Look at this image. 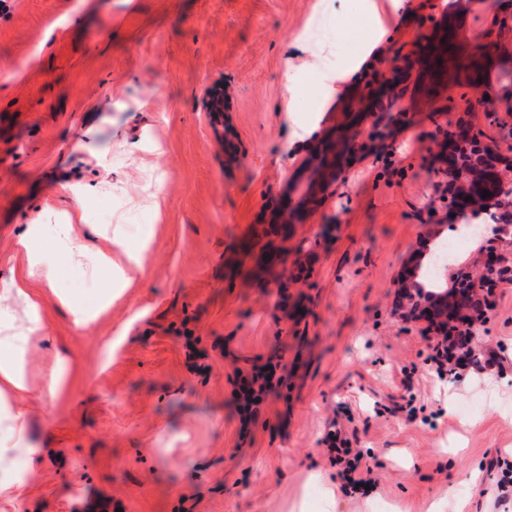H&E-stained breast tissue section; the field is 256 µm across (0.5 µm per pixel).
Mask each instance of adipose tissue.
<instances>
[{
	"mask_svg": "<svg viewBox=\"0 0 512 512\" xmlns=\"http://www.w3.org/2000/svg\"><path fill=\"white\" fill-rule=\"evenodd\" d=\"M16 249L25 259V269L0 289V498L19 495L23 481L17 475L16 463L21 459L34 461L39 454L24 442L28 429L24 401L30 393L25 359L45 334L44 323L35 317L18 324L9 303L15 300L34 313L39 311L42 295L34 283L52 278L51 270L42 264L35 236L18 239Z\"/></svg>",
	"mask_w": 512,
	"mask_h": 512,
	"instance_id": "obj_1",
	"label": "adipose tissue"
}]
</instances>
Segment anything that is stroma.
Masks as SVG:
<instances>
[{
  "label": "stroma",
  "mask_w": 512,
  "mask_h": 512,
  "mask_svg": "<svg viewBox=\"0 0 512 512\" xmlns=\"http://www.w3.org/2000/svg\"><path fill=\"white\" fill-rule=\"evenodd\" d=\"M0 0V277L15 243L43 224L45 337L28 363L26 441L34 482L0 512H512L497 483L512 472V282L480 326L498 366L454 380L428 373L420 323L397 306L400 277L441 209L432 159L466 121L512 157V113L474 108L512 93V46L450 85L426 67L393 82L372 111L359 73L426 56L424 32L460 52L512 17V0ZM227 87L224 122L205 109ZM354 125L368 146L287 236L269 226L291 183L306 181L318 140ZM92 186L82 221L143 254L124 287L95 248L64 252L49 230L73 214L69 185ZM163 205L154 208V195ZM462 248L446 285L483 270L512 240L486 229ZM265 249L287 267H262ZM90 309L78 325L59 295ZM71 365L57 401L43 374ZM277 363L287 387L248 433L233 405L235 370ZM413 402L414 418L395 412ZM348 420L376 487L341 488L323 438Z\"/></svg>",
  "instance_id": "obj_1"
}]
</instances>
